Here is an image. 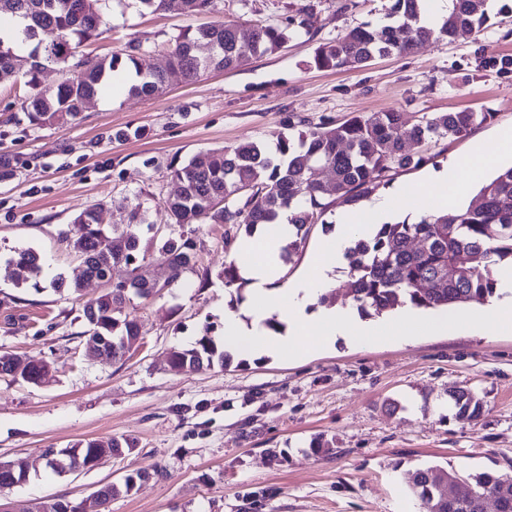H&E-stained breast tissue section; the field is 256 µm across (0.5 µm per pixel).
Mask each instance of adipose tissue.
Instances as JSON below:
<instances>
[{"instance_id": "ef3b65f1", "label": "adipose tissue", "mask_w": 512, "mask_h": 512, "mask_svg": "<svg viewBox=\"0 0 512 512\" xmlns=\"http://www.w3.org/2000/svg\"><path fill=\"white\" fill-rule=\"evenodd\" d=\"M509 154L512 155V128L502 131L492 147L476 148L431 171L421 186V213L461 207L463 200L458 187L462 173L481 174ZM398 206V196L393 193L366 201L358 208L339 211L335 231L321 241L306 271L285 284L280 281L279 255L293 233L287 214H280L276 223L259 225L251 236L241 238L236 256L248 281L250 296L241 311L224 315L225 350L242 358L267 354L286 360L339 340L367 345L421 330L448 334L487 327L512 333V265L499 268L501 295L479 313L447 309L423 315L408 309L385 321L370 323L348 307L318 306L320 295L334 285V271L345 265V253L352 241L367 237L372 225L392 220ZM274 317L282 324L276 334L267 327L268 320Z\"/></svg>"}]
</instances>
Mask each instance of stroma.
<instances>
[{
    "label": "stroma",
    "instance_id": "obj_1",
    "mask_svg": "<svg viewBox=\"0 0 512 512\" xmlns=\"http://www.w3.org/2000/svg\"><path fill=\"white\" fill-rule=\"evenodd\" d=\"M307 3L315 6L313 35L191 84L169 77L151 97H128L114 80L64 124L30 125L21 108L24 70L0 77V166L10 173L0 180V352L52 365L38 384L0 376V460L23 458L31 467L26 483L0 491L1 501L78 502L138 472L141 480L113 498L109 512H419L408 489L418 468L512 475V334L421 332L371 346L340 341L289 362L236 357L223 368L174 371L172 351L207 331L224 336L230 295L221 273L235 252L221 224L192 232L198 262L173 287L128 304L140 345L122 359L85 351L82 307L102 285L83 281L73 292L52 284L80 279L79 261L59 241L80 211L122 224L139 204L147 222L166 224L173 167L209 150L255 139L273 145L292 124L392 108L418 118L487 113L466 137L433 144L421 167L393 174L376 189L381 197L512 127V70L498 64L512 57V0L490 26L455 41L341 71L316 69L315 48L375 22L387 0H214L211 13L196 16L102 0L107 24L76 55L109 57L137 39L143 68H161L187 27L219 16L278 25ZM137 128L143 136L116 140ZM323 200L324 221L285 264V280L303 274L325 223L345 207L331 190ZM22 249L48 263L39 281L17 277L11 260ZM458 387L483 400L477 423L454 418L448 392ZM108 437L134 446L90 471L60 475L46 464V449Z\"/></svg>",
    "mask_w": 512,
    "mask_h": 512
}]
</instances>
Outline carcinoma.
I'll list each match as a JSON object with an SVG mask.
<instances>
[{"mask_svg": "<svg viewBox=\"0 0 512 512\" xmlns=\"http://www.w3.org/2000/svg\"><path fill=\"white\" fill-rule=\"evenodd\" d=\"M149 13L177 11L186 15L210 12L213 0H136ZM387 22L363 23L344 36L324 41L315 49L313 62L319 70L360 68L377 57L403 55L436 37L450 42L465 32L484 27L494 15V0H451L448 16L435 28L419 25L421 0H388ZM11 20L36 34L31 50L35 57L65 64L71 51L100 35L106 25L100 0H0V20ZM313 8L300 10L279 25L244 29L224 20L204 23L178 36L169 46L168 66L186 82L212 70L232 71L251 57L282 48L299 28L310 31ZM146 48L139 41L128 43L123 55L78 61L83 79L67 76L55 88L40 86L39 74L27 70L30 94L23 101L32 125L66 122L78 117L82 99L94 97L120 67L130 75L131 96H152L165 82L162 72H144L140 56ZM489 113L469 110L442 112L419 122L395 109L353 116L343 122L328 119L306 130L280 136L275 147L248 141L212 150L171 171L166 206L170 225L224 224L252 234L258 224H273L283 211L290 212L293 235L281 250V259L291 261L304 244L309 226L325 212L320 202L324 185L318 170L334 176V191L354 205L390 180V173L417 168L428 157L411 153L404 143L418 145L467 135ZM144 214L134 207L126 224L106 228L98 224L93 208L82 210L73 229L63 232L66 244L84 266L82 277L112 280V268L122 265L127 278L117 281L98 298L83 306L86 340L106 341L120 336L140 340L135 317L125 312L133 298L149 299L157 290L145 280H132L145 269L148 250L156 235L143 229ZM192 238L181 233L169 236L157 248L155 260L166 266L174 285L195 264ZM351 278L352 305L361 315L380 317L398 307L419 309L454 307L467 309L486 305L498 296L496 268L512 264V166L499 170L476 197L453 212L423 215L416 222L382 224L373 235L359 239L346 251ZM28 279L43 273L38 253L21 250L14 260ZM246 279L230 263L224 267V287L242 298ZM14 356L0 354V375L27 383L41 379V368L26 366L12 375ZM228 354L218 350L206 329L193 345L172 353V368L193 371L224 365ZM455 419L477 422L484 404L471 390L457 388L450 395ZM118 453L122 442L93 439L82 447L60 450L57 458L81 468H92L100 451ZM448 470L438 466L420 468L410 478L420 512H484L492 499L496 512H512V479L488 472L462 476L472 493L449 498L440 492L439 478Z\"/></svg>", "mask_w": 512, "mask_h": 512, "instance_id": "obj_1", "label": "carcinoma"}]
</instances>
